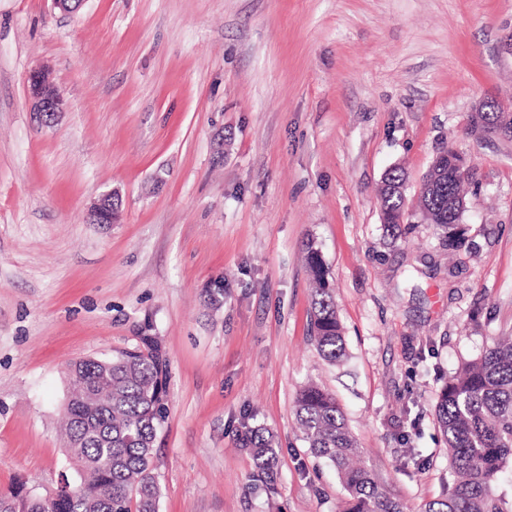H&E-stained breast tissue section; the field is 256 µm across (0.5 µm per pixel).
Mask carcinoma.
I'll return each instance as SVG.
<instances>
[{"mask_svg": "<svg viewBox=\"0 0 512 512\" xmlns=\"http://www.w3.org/2000/svg\"><path fill=\"white\" fill-rule=\"evenodd\" d=\"M485 130L512 131V112L495 100L479 113ZM403 169L389 170L381 183L379 208L386 231L406 220L409 200L402 190ZM463 198L454 161L438 166L416 206L441 231L446 246L466 243L463 214L453 202ZM313 276L311 332L322 357L331 364L346 357V344L330 291L327 270L316 249L307 246ZM169 359L149 336L105 358L82 360L69 373L72 389L66 413V453L78 475L81 494L58 493L47 499L19 480L0 491V512H159L154 444L165 420L161 382ZM435 415L448 448L455 481L444 498L425 512H512V491L500 476L512 469V338L494 341L480 357L466 360L439 392ZM298 425L311 453L335 467L347 494L344 512H403L364 467L353 464L360 448L330 393L311 383L298 395ZM243 441L257 477L271 484L278 450L271 437L250 430Z\"/></svg>", "mask_w": 512, "mask_h": 512, "instance_id": "obj_1", "label": "carcinoma"}]
</instances>
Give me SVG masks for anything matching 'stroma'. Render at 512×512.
<instances>
[{
  "label": "stroma",
  "mask_w": 512,
  "mask_h": 512,
  "mask_svg": "<svg viewBox=\"0 0 512 512\" xmlns=\"http://www.w3.org/2000/svg\"><path fill=\"white\" fill-rule=\"evenodd\" d=\"M37 67L66 102L50 123ZM487 99L512 102V0H0V490L75 479L69 366L155 336L160 512H342L295 419L311 382L423 512L452 480L440 388L512 335V139L473 127ZM446 146L470 168L467 248L419 215L389 237L385 172L416 198ZM110 191L112 222L90 223ZM310 243L341 364L309 336ZM256 426L278 450L271 490L241 443ZM28 93L32 102L33 112L51 120L64 110V96L61 91L49 81L45 69H35L28 77Z\"/></svg>",
  "instance_id": "obj_1"
}]
</instances>
